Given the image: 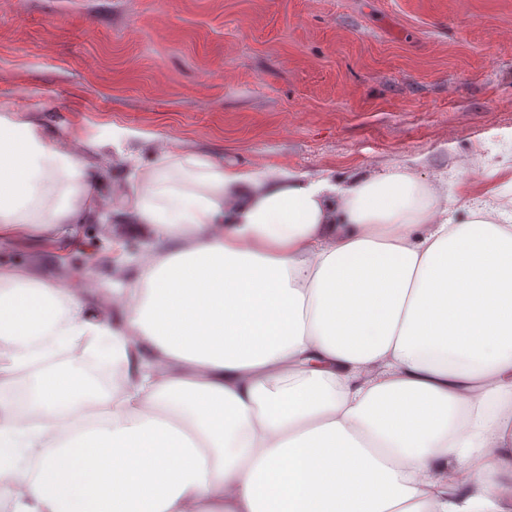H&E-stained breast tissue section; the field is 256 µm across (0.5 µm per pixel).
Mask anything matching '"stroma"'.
Masks as SVG:
<instances>
[{
    "label": "stroma",
    "instance_id": "stroma-1",
    "mask_svg": "<svg viewBox=\"0 0 512 512\" xmlns=\"http://www.w3.org/2000/svg\"><path fill=\"white\" fill-rule=\"evenodd\" d=\"M89 139L129 134L258 170L339 180L406 166L459 200L512 165V0H0V109ZM86 254L43 235L0 266L112 285L113 237Z\"/></svg>",
    "mask_w": 512,
    "mask_h": 512
}]
</instances>
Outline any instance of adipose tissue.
<instances>
[{
  "label": "adipose tissue",
  "mask_w": 512,
  "mask_h": 512,
  "mask_svg": "<svg viewBox=\"0 0 512 512\" xmlns=\"http://www.w3.org/2000/svg\"><path fill=\"white\" fill-rule=\"evenodd\" d=\"M0 113V243L112 193L115 285L0 269L5 512H512V208L159 146L105 171Z\"/></svg>",
  "instance_id": "adipose-tissue-1"
}]
</instances>
